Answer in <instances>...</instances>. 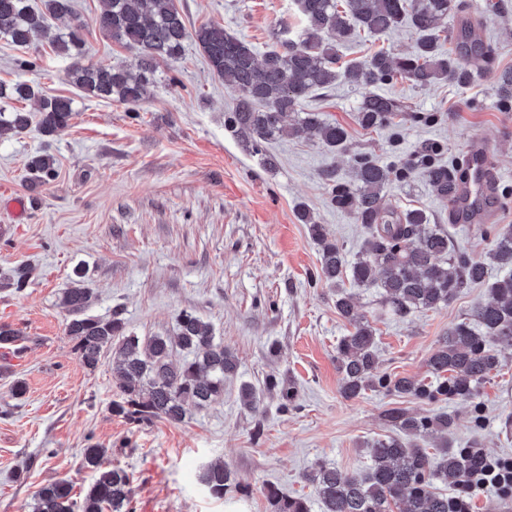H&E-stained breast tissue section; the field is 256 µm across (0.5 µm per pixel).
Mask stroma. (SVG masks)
<instances>
[{"mask_svg": "<svg viewBox=\"0 0 512 512\" xmlns=\"http://www.w3.org/2000/svg\"><path fill=\"white\" fill-rule=\"evenodd\" d=\"M86 24L83 37L92 62L129 65L136 54L106 38L93 23L102 0H74ZM188 29L218 23L265 52L281 24H296L295 0H176ZM465 11L448 16L447 48H455L464 25L476 24L494 53L473 83L441 82L423 90L398 77L380 86L421 122L400 128L397 145L386 130H367L355 120L364 89L345 83L313 95L305 110L339 123L352 149L383 161L411 154L421 143L440 142L447 158L460 160L472 140L489 143L501 182L490 204L498 221L512 224V103L497 92V76L512 70V0H466ZM416 35L407 26L366 36L343 48L344 59L384 49L410 53ZM37 58L33 70L21 60ZM70 61L42 39L18 48L0 40V82L27 80L50 95L73 99L76 113L60 135L37 126L0 137V199L23 198L16 219L0 206V272L18 264L33 270L22 290H0V324L19 329V352L0 372V512H32L33 496L48 482L66 479L82 501L93 474L81 465L90 443L130 476L135 512H270L265 484L303 497L320 512L304 475L332 464L346 472L366 470L368 445L391 434L388 409L415 415L453 412L455 447L477 446L512 456V342L499 346L502 366L481 390L485 425L475 429L468 403L428 404L372 391L347 400L340 394L336 346L349 330L335 307L336 291L318 280V247L297 215L307 206L329 236L355 259L362 225L328 202L321 172H352L347 157L316 141L286 137L266 144L267 156L244 153L224 126L235 95L214 76L195 43L181 60L160 64L151 95L138 111L124 104L81 97L65 77ZM57 161L55 180L28 176L29 158L40 152ZM265 155V156H266ZM400 210H425L445 225L453 244L487 262L489 280L501 270L489 262L490 242L478 225L452 224L447 202L436 199L420 176L392 186ZM91 288L87 315L120 311L127 333L173 336L187 311L208 322L239 362L224 383L223 400L188 407L183 422L158 420L135 429L112 410L120 388L111 356L95 370L78 361L65 332L68 315L60 296L73 279ZM357 306L376 330L381 372L423 378L427 359L449 327L469 316L487 297L486 286L465 290L447 306L399 320L380 306L376 288H353ZM289 381L293 402L282 408L278 393L264 391L269 375ZM25 393L14 397L15 382ZM262 390L259 412L241 406V384ZM223 461L249 496L216 499L200 481L203 469Z\"/></svg>", "mask_w": 512, "mask_h": 512, "instance_id": "obj_1", "label": "stroma"}]
</instances>
